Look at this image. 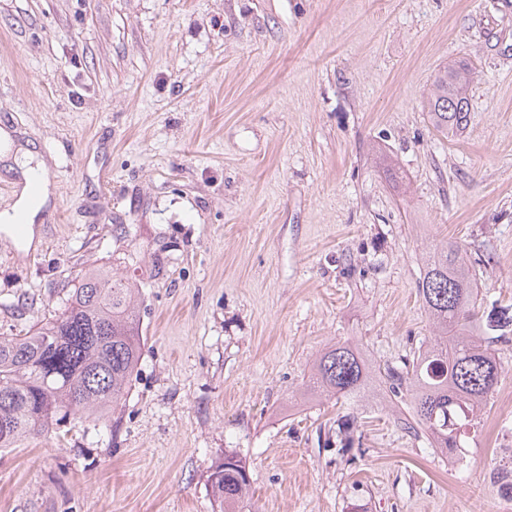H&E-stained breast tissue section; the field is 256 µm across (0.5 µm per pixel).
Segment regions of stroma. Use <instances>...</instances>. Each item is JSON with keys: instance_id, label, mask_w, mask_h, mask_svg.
I'll return each mask as SVG.
<instances>
[{"instance_id": "1", "label": "stroma", "mask_w": 512, "mask_h": 512, "mask_svg": "<svg viewBox=\"0 0 512 512\" xmlns=\"http://www.w3.org/2000/svg\"><path fill=\"white\" fill-rule=\"evenodd\" d=\"M456 59L478 76L446 138L423 98ZM0 129L57 214L25 252L0 231V337L131 265L146 338L109 422L0 450V512H214L231 453L259 512H512V341L457 460L378 378L432 337L426 249L459 242L484 310L512 305V0H0ZM344 340L367 389L307 394Z\"/></svg>"}]
</instances>
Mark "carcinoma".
Listing matches in <instances>:
<instances>
[{
	"label": "carcinoma",
	"instance_id": "obj_1",
	"mask_svg": "<svg viewBox=\"0 0 512 512\" xmlns=\"http://www.w3.org/2000/svg\"><path fill=\"white\" fill-rule=\"evenodd\" d=\"M476 71L463 62L444 66L423 101L432 128L461 135L468 122V90ZM418 293L434 337L403 368L386 369L390 399H410L404 429L427 436L431 447L455 458L469 447L503 372L494 338L486 336L474 266L462 245L447 242L425 258ZM140 290L105 268L81 272L61 313L23 336L0 339V449L48 432L67 415L100 422L126 398L145 337ZM369 374L359 348L336 343L315 360L309 390L357 398ZM355 417L337 419L345 454L355 446ZM218 512L251 507L246 464L236 455L210 474Z\"/></svg>",
	"mask_w": 512,
	"mask_h": 512
}]
</instances>
